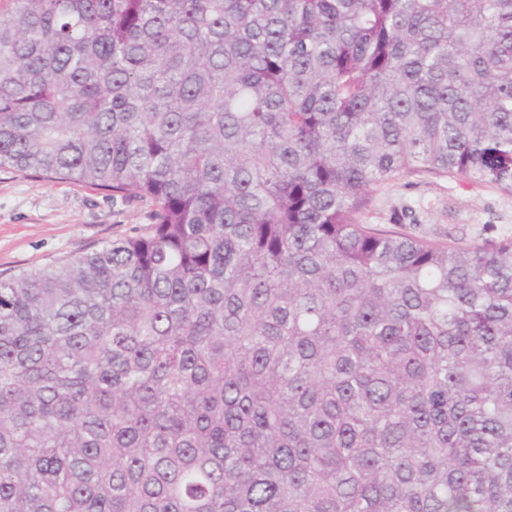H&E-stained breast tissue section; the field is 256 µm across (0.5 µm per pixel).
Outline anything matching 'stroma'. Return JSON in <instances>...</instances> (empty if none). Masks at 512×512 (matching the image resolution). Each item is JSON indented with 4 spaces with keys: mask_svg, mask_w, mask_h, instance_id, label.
<instances>
[{
    "mask_svg": "<svg viewBox=\"0 0 512 512\" xmlns=\"http://www.w3.org/2000/svg\"><path fill=\"white\" fill-rule=\"evenodd\" d=\"M146 202H112L79 182L0 169V279L59 265L147 223ZM364 223L377 231L458 247L512 239V194L456 177L403 176L372 196Z\"/></svg>",
    "mask_w": 512,
    "mask_h": 512,
    "instance_id": "stroma-1",
    "label": "stroma"
}]
</instances>
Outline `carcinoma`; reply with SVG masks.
Here are the masks:
<instances>
[{
	"instance_id": "1",
	"label": "carcinoma",
	"mask_w": 512,
	"mask_h": 512,
	"mask_svg": "<svg viewBox=\"0 0 512 512\" xmlns=\"http://www.w3.org/2000/svg\"><path fill=\"white\" fill-rule=\"evenodd\" d=\"M150 223L0 279V512H512V0H0V169ZM362 220L461 248L490 245L512 239V194L456 177L403 176L373 193Z\"/></svg>"
}]
</instances>
